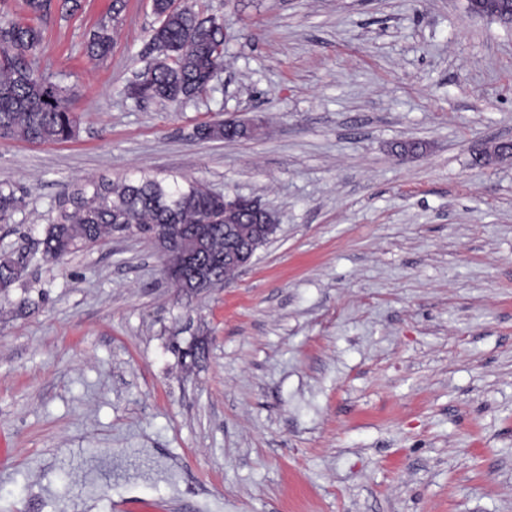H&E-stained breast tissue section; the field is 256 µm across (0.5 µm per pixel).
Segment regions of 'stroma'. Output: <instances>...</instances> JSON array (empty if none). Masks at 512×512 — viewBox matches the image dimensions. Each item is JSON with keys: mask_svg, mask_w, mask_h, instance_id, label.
Segmentation results:
<instances>
[{"mask_svg": "<svg viewBox=\"0 0 512 512\" xmlns=\"http://www.w3.org/2000/svg\"><path fill=\"white\" fill-rule=\"evenodd\" d=\"M124 3L0 0L81 116L0 140V257L29 256L0 295V512H512V25L468 0H176L220 18L224 70L170 104L128 93L159 20ZM143 171L257 198L277 232L199 294L132 236L43 259L64 195Z\"/></svg>", "mask_w": 512, "mask_h": 512, "instance_id": "35a3bbf8", "label": "stroma"}]
</instances>
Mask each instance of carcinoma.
<instances>
[{
    "label": "carcinoma",
    "mask_w": 512,
    "mask_h": 512,
    "mask_svg": "<svg viewBox=\"0 0 512 512\" xmlns=\"http://www.w3.org/2000/svg\"><path fill=\"white\" fill-rule=\"evenodd\" d=\"M161 17L152 29V64L131 85L136 98L181 103L201 95L224 66V31L203 24L191 6L173 7L172 0H153ZM113 41L102 25L89 44L93 57L104 56ZM42 42L41 30L29 24L0 21V138L28 143H56L71 139L79 117L72 112L65 89L34 70L26 57ZM14 187L0 182V221L17 207ZM243 228L269 224L265 214L243 211L224 218V196L202 183L171 180L142 173L117 182H88L65 200L57 220L39 241L42 253L59 261L82 245L101 242L115 232L150 240L154 224H192L209 240L205 258L224 252V225ZM23 255L0 259V290L9 293L22 277Z\"/></svg>",
    "instance_id": "obj_1"
}]
</instances>
